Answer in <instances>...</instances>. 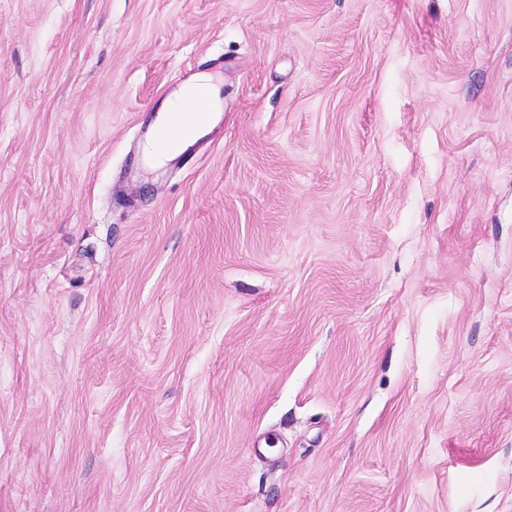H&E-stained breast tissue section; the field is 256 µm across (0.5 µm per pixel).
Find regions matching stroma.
Returning <instances> with one entry per match:
<instances>
[{"mask_svg":"<svg viewBox=\"0 0 512 512\" xmlns=\"http://www.w3.org/2000/svg\"><path fill=\"white\" fill-rule=\"evenodd\" d=\"M0 512H512V0H0ZM215 88L212 75L200 74L195 83L188 86L180 96L166 106L165 112L169 113L175 107L181 108L188 115L205 112L209 98L215 92ZM168 115L158 117L156 120V126H162L167 121ZM198 124L193 125L183 137L184 117L180 110L173 111L168 123L156 131L155 137L159 140L160 143H165L170 139L179 140L173 142L166 148H159L156 144V141L153 139L147 140L143 146V153L146 159L147 167L159 168L164 166L174 157L179 148L195 135Z\"/></svg>","mask_w":512,"mask_h":512,"instance_id":"1","label":"stroma"}]
</instances>
